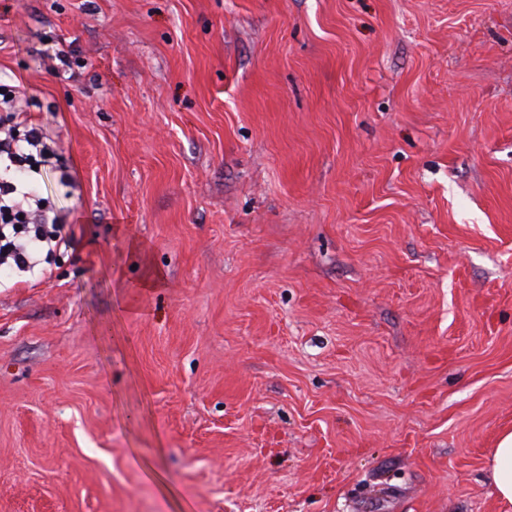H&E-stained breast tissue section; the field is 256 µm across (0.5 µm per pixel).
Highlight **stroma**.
I'll return each instance as SVG.
<instances>
[{
  "mask_svg": "<svg viewBox=\"0 0 512 512\" xmlns=\"http://www.w3.org/2000/svg\"><path fill=\"white\" fill-rule=\"evenodd\" d=\"M0 92V512H512V0H0ZM19 141L10 127L0 126V267L26 272L36 267L41 247L64 243V224H57L56 216L50 218V208L33 189H21L26 173L33 169V155ZM2 162L4 172L12 173L10 178L2 176ZM30 201L35 209L26 211L23 204L31 208ZM19 215L25 216L24 224H19ZM494 492L503 503L512 506V431L505 432L488 461Z\"/></svg>",
  "mask_w": 512,
  "mask_h": 512,
  "instance_id": "1",
  "label": "stroma"
}]
</instances>
